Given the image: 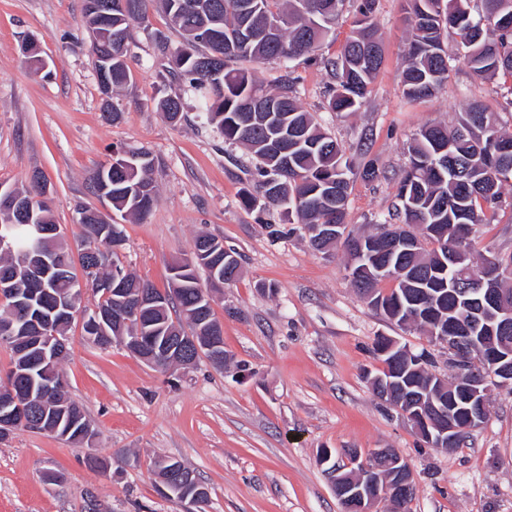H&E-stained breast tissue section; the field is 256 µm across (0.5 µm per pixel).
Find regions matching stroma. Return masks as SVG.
<instances>
[{"label":"stroma","instance_id":"obj_1","mask_svg":"<svg viewBox=\"0 0 512 512\" xmlns=\"http://www.w3.org/2000/svg\"><path fill=\"white\" fill-rule=\"evenodd\" d=\"M148 29H136L128 57L131 78L113 99L116 122L103 118V96L82 0H0V184L21 189L40 174L56 224L69 245L80 228L77 206L109 213L93 191L113 150L146 151L154 159L157 202L147 219L120 221L125 270L168 285L174 262L191 257L206 233L235 249L238 278L216 296L227 362L163 371L121 346L102 349L81 320L68 333L60 370L69 396L98 435L91 450L47 432L14 430L0 441V512H185L165 497L156 459L181 461L206 485L202 512H342L321 450L336 461L349 450L395 449L410 465L416 494L410 512H512V388H488V418L463 445L431 448L368 381L381 370L373 352L385 336L430 352V373L453 378L446 346L419 329L388 321L352 287L343 247L323 254L300 225L280 211L258 213L241 202L252 188L254 161L226 144L159 55L154 31L171 45L181 37L158 4ZM404 0H377L374 21L385 61L359 112L337 117L326 109L333 82L324 61L336 57L356 19L346 8L325 41L323 63H249L268 88L284 71L296 99L342 144L351 173L348 227L373 230L395 203V182L407 162L406 143L429 123L454 124L481 101L512 134L511 83L486 81L451 62L435 96L408 101L401 57L407 47ZM40 46L48 67L33 73L24 42ZM182 97L184 118L170 123L156 107L158 92ZM381 175L364 179L367 161ZM489 223L475 225L477 253H512V185ZM103 459L105 468L88 464ZM58 480H49V473Z\"/></svg>","mask_w":512,"mask_h":512}]
</instances>
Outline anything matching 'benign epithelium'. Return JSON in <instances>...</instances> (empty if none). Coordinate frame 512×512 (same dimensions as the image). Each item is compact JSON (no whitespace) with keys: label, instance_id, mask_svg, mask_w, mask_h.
<instances>
[{"label":"benign epithelium","instance_id":"benign-epithelium-1","mask_svg":"<svg viewBox=\"0 0 512 512\" xmlns=\"http://www.w3.org/2000/svg\"><path fill=\"white\" fill-rule=\"evenodd\" d=\"M33 214V202L24 198L17 190L0 189V218L12 221L21 214ZM55 267L43 256L22 259L18 264L0 274V298L9 297L16 315L6 325V332L14 334L21 330L31 334L32 347L37 349L41 362L56 360L66 348V338L53 331L55 321H68L77 315L83 316L85 335L94 337L105 331V324L114 321L124 323L119 316L111 317L97 309L88 312L71 300L58 302L48 307L43 298L48 290L46 281L53 275ZM479 297L472 300L469 309L468 326L462 329L432 330L435 343L448 346V353L455 354L459 348L469 345L480 354L483 366L458 374L453 382L440 379L448 390H462L459 398L465 404V417H460L456 407L433 397L421 399L420 403L404 406L400 413L415 425V430L433 448H447L462 435L478 428L488 413V381L499 386L512 387V357L496 345V335L512 332V309L504 306V294L491 290L476 289ZM196 336L171 337L162 343L155 337L119 336L122 346L141 351L140 357L149 364L169 357L173 352L185 358L172 363L174 368L188 367L193 354H207L218 362L220 344L210 331L201 325ZM33 399L16 393L10 384L0 390V434L7 435L17 424V415L22 405ZM158 467L167 476L162 478L163 492L177 495L191 505L203 503L200 491L186 493L187 481L184 469L170 465V461H159ZM330 479L336 497L346 512H376L375 506L381 500L401 504L415 487L414 475L403 457L391 448H379L370 456L361 458L353 455L346 466L330 468Z\"/></svg>","mask_w":512,"mask_h":512}]
</instances>
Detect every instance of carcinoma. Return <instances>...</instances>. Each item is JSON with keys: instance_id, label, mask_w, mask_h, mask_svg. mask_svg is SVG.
I'll list each match as a JSON object with an SVG mask.
<instances>
[{"instance_id": "carcinoma-1", "label": "carcinoma", "mask_w": 512, "mask_h": 512, "mask_svg": "<svg viewBox=\"0 0 512 512\" xmlns=\"http://www.w3.org/2000/svg\"><path fill=\"white\" fill-rule=\"evenodd\" d=\"M149 0H83L89 28L107 34L97 49L96 69L102 93H116L130 81L127 56L136 27L148 22ZM162 8L177 28L182 41L170 49L165 35H155V45L172 57L171 79L192 91L207 120L216 126L224 141L245 146L257 160L255 191L242 195L244 205L258 212L277 207L290 222L309 229L314 224H347L350 195L349 167L342 146L314 116L294 98V78L285 74L280 85L270 90L259 83L240 61L288 62L301 58L318 61V50L331 34L346 0H160ZM357 15L355 29L339 55L326 60L334 85L329 89L326 109L343 116L356 112L370 92V85L384 63L382 43L373 19L376 0H353ZM478 17L471 13V0H406L405 22L411 39L405 51L404 95L410 101L427 98L448 79V62L464 63L478 77L512 78V0H481ZM456 36L457 53L448 57L444 45L449 34ZM157 107L176 124L182 115V98L164 96ZM512 143V135L501 132L498 113L481 102H473L457 122L427 125L419 129L407 145L409 166L397 184L396 217L420 229L418 252L369 251L356 261L355 244L376 237L346 234L344 247L354 269L361 270L351 283L362 296L373 294L369 304L397 325L407 311L418 318L417 327L436 326L435 309L456 308L466 312L467 301L450 294L454 270L440 268L448 251L459 243L462 224L482 221L487 208L502 206V187L512 181V150L500 148ZM131 165L102 166L94 191L107 188L112 209L121 216L144 219L157 199L152 179L154 160L146 152L132 153ZM46 184L35 177L22 193L34 200L33 221L54 223L51 210L40 197ZM111 218L93 209L79 211L81 232L79 260L85 265L86 251L99 249L93 234L109 226ZM224 255V275L232 282L240 270L239 256L225 250L224 243L210 235L194 242L193 256L183 261V270L171 277L169 288L161 291L127 273L118 263V254H100L98 275L112 276L129 285L118 295L95 288L96 307L134 315L140 291L163 299L150 314L155 335L176 336L182 323L196 328V316L207 309L209 322L220 325L212 305L204 297L197 271L211 268L210 257ZM43 254L65 263L67 276L46 284L60 296L69 294L73 272L72 249L62 240L49 239ZM388 268L393 276L379 273ZM389 279L395 285L387 292L378 289ZM378 375L418 386L432 377L425 362H394L380 354Z\"/></svg>"}]
</instances>
